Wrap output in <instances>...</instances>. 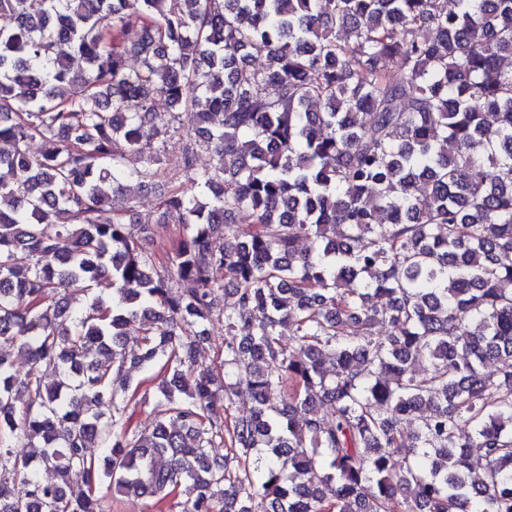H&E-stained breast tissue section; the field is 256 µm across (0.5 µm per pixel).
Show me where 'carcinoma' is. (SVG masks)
<instances>
[{"label":"carcinoma","instance_id":"cac0c4a2","mask_svg":"<svg viewBox=\"0 0 512 512\" xmlns=\"http://www.w3.org/2000/svg\"><path fill=\"white\" fill-rule=\"evenodd\" d=\"M0 142V512H512V0H0ZM164 175L172 178L173 185L184 184L185 176L183 173V154L181 142L174 144L168 151L165 159ZM209 339L205 345V350L199 360L203 367H220L224 361V341H228L232 336H228V331L224 327V321H215L209 327ZM160 377H156L148 385L147 402L144 404L139 398L133 401L129 408L128 413L131 417V427L136 429H151L154 421V405L155 396L157 395L156 386L160 382ZM100 491L106 512H179L181 508L176 506V502L183 500L181 496H176L168 498L163 504H156L151 498L112 496L106 486Z\"/></svg>","mask_w":512,"mask_h":512}]
</instances>
